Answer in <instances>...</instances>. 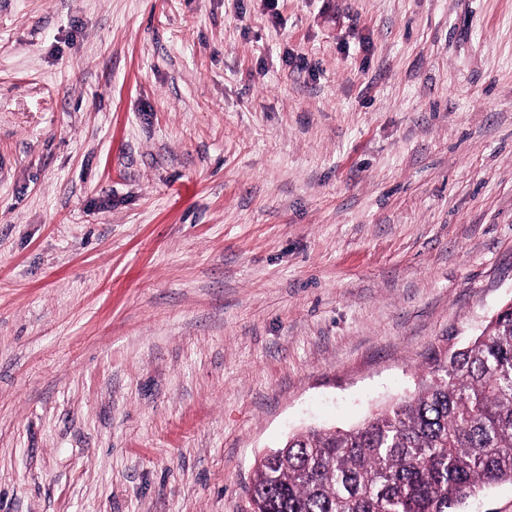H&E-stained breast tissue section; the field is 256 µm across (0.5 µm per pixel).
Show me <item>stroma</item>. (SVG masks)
Listing matches in <instances>:
<instances>
[{
    "label": "stroma",
    "mask_w": 512,
    "mask_h": 512,
    "mask_svg": "<svg viewBox=\"0 0 512 512\" xmlns=\"http://www.w3.org/2000/svg\"><path fill=\"white\" fill-rule=\"evenodd\" d=\"M512 302V0H0V512H252Z\"/></svg>",
    "instance_id": "35a3bbf8"
}]
</instances>
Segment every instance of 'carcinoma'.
Returning a JSON list of instances; mask_svg holds the SVG:
<instances>
[{
  "mask_svg": "<svg viewBox=\"0 0 512 512\" xmlns=\"http://www.w3.org/2000/svg\"><path fill=\"white\" fill-rule=\"evenodd\" d=\"M428 369L360 427L288 437L256 469L253 512H459L512 483V306Z\"/></svg>",
  "mask_w": 512,
  "mask_h": 512,
  "instance_id": "cac0c4a2",
  "label": "carcinoma"
}]
</instances>
